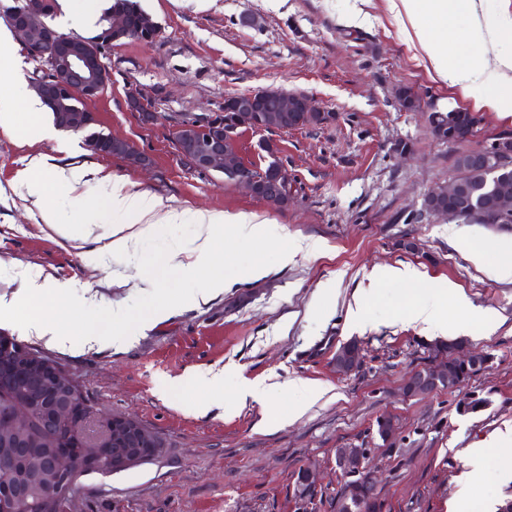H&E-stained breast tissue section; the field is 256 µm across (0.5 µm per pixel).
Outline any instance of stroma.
I'll return each mask as SVG.
<instances>
[{"instance_id": "1", "label": "stroma", "mask_w": 512, "mask_h": 512, "mask_svg": "<svg viewBox=\"0 0 512 512\" xmlns=\"http://www.w3.org/2000/svg\"><path fill=\"white\" fill-rule=\"evenodd\" d=\"M160 27L150 45L125 40L105 53L111 82L89 107L101 129L147 154L145 167L94 153L83 134L55 131L33 142L0 129V335L13 336L55 363L109 415L133 418L164 441L150 463L103 478L81 477L74 512H334L342 479L339 448L370 449L381 485L383 512H448L467 449L512 428V280L497 268L512 253L497 244L512 226L467 224L422 211L425 195L456 177V150L512 139V115L483 106L430 69L410 24L390 0H139ZM262 90L303 95L325 119L288 132L242 129L235 149L251 169L265 168L260 148L270 142L288 172L292 199L277 208L223 175L190 168L173 131L181 119H203L224 109L226 97ZM413 92L405 109L400 91ZM149 104L150 117L128 106L130 92ZM474 112V137L451 147L432 133L434 113ZM45 163L44 205L29 196L25 172ZM88 168L85 183L68 187L59 170ZM146 191L186 221L162 225L123 255L103 250L115 220L108 207L113 181ZM198 212L244 214L278 224V241L236 240L232 225L216 237L217 265L229 288L208 303L157 320L127 346L63 350L28 334L21 289L26 280L69 284V299L47 300L51 315L78 331L88 320L122 310L114 327L157 300L177 302L179 273L166 261L177 243L195 235ZM70 225L73 239L57 225ZM470 238L482 253L474 263L455 246ZM263 265L264 277L242 279ZM410 265L424 287L453 282L469 306L493 313L490 324L470 325L463 351L494 361L454 392L404 399L400 386L431 363L438 336L408 320L411 292L401 283L371 284L374 266ZM335 292L324 298L322 283ZM361 298L364 321L352 324L348 307ZM357 341L362 360L338 373L334 352ZM220 370L210 389L192 375ZM264 380L267 401H241L243 380ZM301 380L325 396L309 403L293 388ZM486 397L476 413L456 407ZM216 405L202 410L204 401ZM304 415L289 420L296 408ZM393 417L391 442L375 433L379 416ZM512 454L503 447L501 456ZM501 456L482 463L478 497L463 512H482L486 499L512 498ZM308 467L317 494L295 493L299 467Z\"/></svg>"}]
</instances>
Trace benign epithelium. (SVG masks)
Segmentation results:
<instances>
[{"label":"benign epithelium","instance_id":"obj_1","mask_svg":"<svg viewBox=\"0 0 512 512\" xmlns=\"http://www.w3.org/2000/svg\"><path fill=\"white\" fill-rule=\"evenodd\" d=\"M46 0H39L24 9L0 6V16L9 19L17 41L38 62V69L45 76L35 77L32 89L46 107L59 113L69 129L79 131L85 118L92 113H79L72 109L70 98L80 90L90 99L98 97L111 81V74L103 62L104 52L120 39L127 37L128 27L122 20L112 21L107 17L96 37L90 41L70 34L59 33L41 22L46 12ZM297 96L277 92L271 111L260 114L261 98L256 94L235 96L224 103V111L208 114L201 123L186 121L177 126L175 145L179 155L193 168L219 173L237 171V160L224 151V142H235L241 129L249 127L263 131L270 124L281 130L300 127L289 123L293 113L298 111ZM512 154V145L498 143L490 148L473 151L471 161L477 166L502 170L504 157ZM248 192L259 197L266 194L277 198L288 182L285 168L276 166L269 169L263 181L240 178ZM455 205L444 212L450 218L470 221H484L488 216L479 214L468 206L460 181L456 180L445 188ZM494 212L500 223L512 222V181L503 178L495 188ZM465 364L480 372L490 363L482 352L459 353ZM336 371L347 374L358 364V356L352 349L341 346L333 356ZM15 378L24 379L30 387L29 400L12 404L6 417H0V437L11 442L13 452H32L28 444L25 422L35 406L47 410L46 418L52 425L65 424L68 427L67 449L53 452L49 472L41 476L46 492L57 504L58 512H71L72 488L79 459L92 461L105 451L112 452V471H120L129 465L153 459L157 449L162 447L160 438L145 430L135 420L124 416H104L96 413L88 417L79 412L82 397L74 388V382L62 373L48 368L39 360L25 358L12 351L9 343H0V383L6 384ZM460 382L443 365L433 366L425 371L416 370L406 379L402 394L408 399L425 397L441 390H454ZM369 457L366 448H338L335 451L336 469L344 478L363 475L371 492L379 491L375 470L364 465ZM28 489L14 488L6 496H0V512H16L24 507Z\"/></svg>","mask_w":512,"mask_h":512}]
</instances>
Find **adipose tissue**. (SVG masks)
I'll use <instances>...</instances> for the list:
<instances>
[{"mask_svg": "<svg viewBox=\"0 0 512 512\" xmlns=\"http://www.w3.org/2000/svg\"><path fill=\"white\" fill-rule=\"evenodd\" d=\"M398 14L408 18L417 42L425 52L433 71L449 85L464 89L485 106L503 114L512 113V53L499 51L502 41H512V16H505L495 22L482 21L477 12V0H397ZM466 16L471 20L470 40L482 51L481 66L474 67L450 59L447 49L437 39L436 28L450 26L457 17ZM25 110L29 121L17 126V110ZM44 106L40 99L22 84H7L0 91V128L20 129L31 140L42 139L46 130L42 122ZM110 210L115 214L137 213L138 223L113 224L103 245L104 250L122 254L128 252L141 237L158 231L161 223H176L182 215L163 207L161 199L145 192H127L122 186L113 185L109 199ZM195 222L199 226L197 235L178 245L176 252L184 258L179 269L190 275L205 271L206 276L200 287L191 289L186 299L192 305L207 303L224 290V274L214 267L212 248L214 236L224 225L235 228L238 237L245 239L280 240L284 229L277 224H257L252 218L222 213L198 214ZM453 298L458 307H465L464 295L456 286L435 289L426 299L415 301L408 310L412 321L421 322L447 333L445 322V298ZM30 330L38 338L62 347L81 349L88 345H109L120 347L128 343L123 334L112 333L107 320L87 324L82 330L73 332L61 326L44 307L32 306L28 314Z\"/></svg>", "mask_w": 512, "mask_h": 512, "instance_id": "obj_1", "label": "adipose tissue"}]
</instances>
